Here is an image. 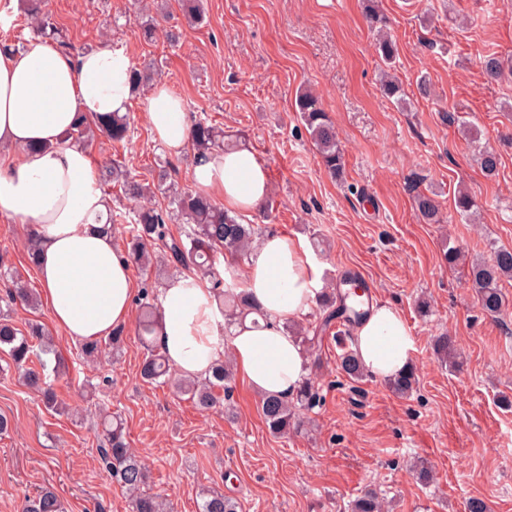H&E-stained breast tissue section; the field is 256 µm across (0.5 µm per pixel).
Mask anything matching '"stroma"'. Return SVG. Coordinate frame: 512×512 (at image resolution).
Instances as JSON below:
<instances>
[{"label": "stroma", "mask_w": 512, "mask_h": 512, "mask_svg": "<svg viewBox=\"0 0 512 512\" xmlns=\"http://www.w3.org/2000/svg\"><path fill=\"white\" fill-rule=\"evenodd\" d=\"M205 19L189 25L178 0H163L161 36L140 34L138 0H45L58 39L75 51L111 46L134 67H154L158 82L183 101L190 117L208 116L240 135L270 174L263 210L240 213L263 234L303 237L324 287L342 289L349 271L373 301L393 305L415 342L413 393L398 397L385 380L357 381L336 362L354 344V327L332 322L310 350L323 401L308 425L272 435L260 397L233 377L220 405L203 411L177 393L174 381L140 376L146 350L136 319L118 345L97 360L83 354L50 318L46 305L9 302V288L40 290L28 259L29 225L0 215V313L17 327L42 322L65 360L52 381L59 408H45L6 351L0 350V512H20L39 487H53L65 512H131L129 500L99 463V412L121 414L130 448L150 470V493L171 512H199L202 494L233 498L240 512H348L372 490L388 512H466L484 499L491 512H512V279L503 281L504 308L486 314L468 283L473 260L488 245L512 247V74L488 80L479 59L512 57V0H203ZM387 19L398 46L392 70L404 101L381 90L384 67L365 12ZM0 40L26 50L39 35L24 0H0ZM176 32L177 41L167 39ZM428 81L429 94L418 84ZM309 88L322 98L343 152L345 177L324 170L294 99ZM475 124L501 165L485 176L468 136L448 113ZM125 145L95 135L85 150L96 170L119 162L147 183L166 161L169 183L192 188L193 153L168 156L147 124L140 97L128 108ZM466 186L480 205L476 220L457 215L453 195ZM434 195L442 223H423L415 196ZM462 251L442 264L447 243ZM451 336L463 363L436 359L435 337ZM428 462L436 478L412 471Z\"/></svg>", "instance_id": "obj_1"}]
</instances>
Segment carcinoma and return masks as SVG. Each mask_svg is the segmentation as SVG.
<instances>
[{"label": "carcinoma", "mask_w": 512, "mask_h": 512, "mask_svg": "<svg viewBox=\"0 0 512 512\" xmlns=\"http://www.w3.org/2000/svg\"><path fill=\"white\" fill-rule=\"evenodd\" d=\"M183 16L190 23L202 20L200 0H179ZM26 15L40 29L48 28L42 0H26ZM485 75L491 80L500 79L505 71L512 72V64L505 65L499 57L491 54L481 61ZM295 111L315 145L322 165L334 179L342 177L344 172L343 157L338 146L335 126L324 110L320 97L309 90L297 93L294 101ZM448 123L472 135L475 144L476 160L485 176H493L500 165L498 153L479 142L473 134L474 125L460 116L448 114ZM103 133L114 142H124L128 138L129 122L127 115L117 112L107 117H88L79 115L73 126L66 132V138L83 140L94 131ZM191 144L194 149V161H199L214 152L226 149L224 130L217 127L206 117L194 120L191 126ZM103 182L122 184L127 199L138 204L128 214H109L108 224L128 223V256L138 265L150 263L154 246L161 244L168 261L176 267H187L203 278H210L212 288L217 296L219 307L225 320L233 323L238 318L239 303L245 294L235 291V285L227 284L219 277L216 263L220 256H229L235 261L245 260L252 255V249L260 240L257 227L242 224L238 216L219 207L210 197L178 188L168 189V209L163 211L142 204L151 196L150 188L128 176L122 166L114 163L100 174ZM416 208L421 219L427 224H439L442 221L437 201L428 194L416 197ZM454 208L463 218H469L477 203L464 191L454 195ZM181 219L189 224L190 230L184 239L167 237L166 221ZM512 278V248L502 246L490 247L489 258L481 259L471 266L469 283L477 295L482 309L489 314L501 312L504 299L500 283ZM8 297L30 308H37V297L27 288L17 287L9 292ZM333 299L322 301L325 308L324 317L312 332H297V339L303 344L313 346L322 340L319 333L326 331L336 318L346 316L352 308L342 304L332 308ZM162 323V309L146 302L142 306L138 334L147 346L140 375L147 381H156L170 372L160 347L157 343L158 330ZM8 349L12 362L25 371L26 385L42 394L46 408L56 409L57 396L46 374L47 362L42 356L52 352L46 342L42 325L30 322L21 330L9 316L0 315V349ZM457 345L448 336H438L433 341V352L441 362L455 358ZM341 373L352 381L363 377L365 369L353 350L344 352L339 361ZM233 377L231 365L222 360L212 368L211 374L204 378L181 379L179 389L202 410H209L220 404L218 390H227ZM388 387L396 394L406 396L413 391L415 370L409 369L397 378L387 380ZM319 403L315 388V378L308 376L297 390L292 400L276 395L261 397V415L270 432L285 435L300 427L302 420L298 416L301 410L309 411ZM100 425L107 446L100 449V456L105 470L130 494L132 512H166L167 506L156 495L143 490L148 475L142 462L130 451L124 435L120 416L101 417ZM22 512H64L61 500L48 487L42 488L35 496L25 499ZM200 512H239L237 501L222 494L207 492L203 494ZM350 512H383V502L373 491L360 494L350 504Z\"/></svg>", "instance_id": "cac0c4a2"}]
</instances>
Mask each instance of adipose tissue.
<instances>
[{"label": "adipose tissue", "instance_id": "1", "mask_svg": "<svg viewBox=\"0 0 512 512\" xmlns=\"http://www.w3.org/2000/svg\"><path fill=\"white\" fill-rule=\"evenodd\" d=\"M132 68L128 56L109 46L70 55L36 41L21 53L0 51V145L22 150L0 162V214L29 225L37 237L36 268L50 316L75 342L124 325L134 283L105 228L112 202L90 156L63 135L78 114L126 111ZM143 110L166 150L183 153L190 121L181 98L156 84ZM192 181L238 211L258 209L269 192L268 171L246 146L194 165ZM242 282L259 315L228 327L207 282L193 275L169 279L161 293L160 348L184 377L208 373L227 355L259 394L291 396L306 375L307 352L284 324L304 319L322 291L306 242L264 236ZM355 350L369 373L388 379L412 365L415 348L399 312L375 303L356 326Z\"/></svg>", "mask_w": 512, "mask_h": 512}]
</instances>
